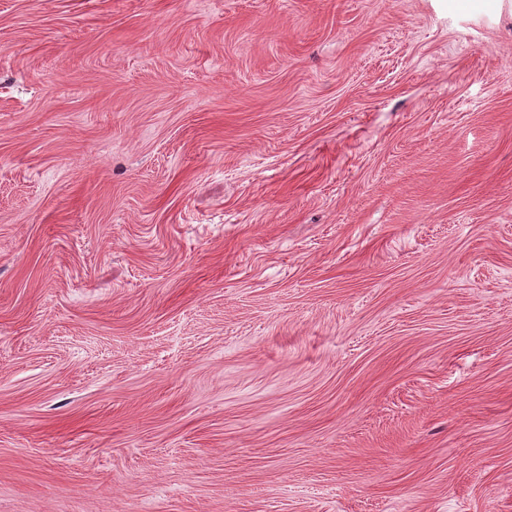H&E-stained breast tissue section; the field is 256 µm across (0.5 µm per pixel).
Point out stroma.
Listing matches in <instances>:
<instances>
[{"label":"stroma","mask_w":512,"mask_h":512,"mask_svg":"<svg viewBox=\"0 0 512 512\" xmlns=\"http://www.w3.org/2000/svg\"><path fill=\"white\" fill-rule=\"evenodd\" d=\"M0 512H512V0H0Z\"/></svg>","instance_id":"1"}]
</instances>
